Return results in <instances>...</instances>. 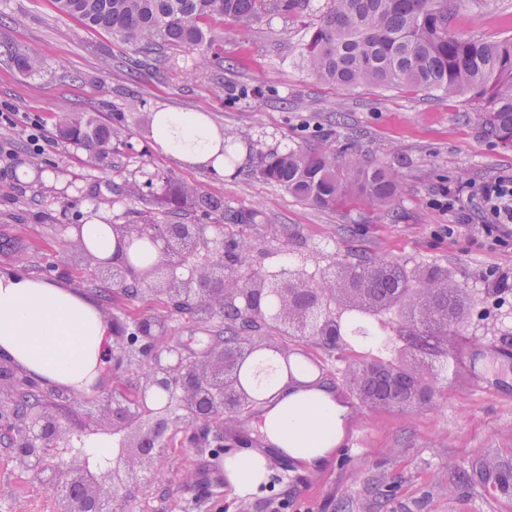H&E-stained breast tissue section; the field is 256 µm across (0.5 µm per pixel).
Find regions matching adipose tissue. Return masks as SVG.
<instances>
[{
    "label": "adipose tissue",
    "instance_id": "obj_1",
    "mask_svg": "<svg viewBox=\"0 0 512 512\" xmlns=\"http://www.w3.org/2000/svg\"><path fill=\"white\" fill-rule=\"evenodd\" d=\"M154 124L156 142L166 153L186 165L223 173L224 134L206 116L163 109ZM113 334L111 323L85 297L19 270H0V359L17 363L34 379L84 392L104 366ZM259 357L278 366L281 361L267 350ZM291 373L304 380L310 370L301 359L288 370L279 366L258 394L264 405L255 426L271 446L315 469L341 443L349 410L330 382L311 391L288 389ZM224 471L243 495L264 481L266 459L253 450L231 453L224 458Z\"/></svg>",
    "mask_w": 512,
    "mask_h": 512
}]
</instances>
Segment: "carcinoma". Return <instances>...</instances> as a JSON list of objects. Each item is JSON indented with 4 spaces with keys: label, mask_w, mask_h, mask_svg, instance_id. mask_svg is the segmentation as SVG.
<instances>
[{
    "label": "carcinoma",
    "mask_w": 512,
    "mask_h": 512,
    "mask_svg": "<svg viewBox=\"0 0 512 512\" xmlns=\"http://www.w3.org/2000/svg\"><path fill=\"white\" fill-rule=\"evenodd\" d=\"M307 0H53L54 8L143 54L167 46L212 51L214 20L247 29L265 15L299 16ZM480 0H329L305 52L311 72L338 87H408L443 97L461 94L483 112L484 132L512 146V37L484 40L452 29L457 13ZM18 71L40 68L29 53L9 52ZM62 138L98 148L103 158L121 130L92 115L60 120ZM254 173L293 197L334 210L351 190L385 207L400 184L390 171L351 156L341 162L324 150L290 149L260 156ZM225 330L253 326L240 310H224Z\"/></svg>",
    "instance_id": "obj_1"
}]
</instances>
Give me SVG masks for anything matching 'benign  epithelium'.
Returning <instances> with one entry per match:
<instances>
[{
    "label": "benign epithelium",
    "instance_id": "1",
    "mask_svg": "<svg viewBox=\"0 0 512 512\" xmlns=\"http://www.w3.org/2000/svg\"><path fill=\"white\" fill-rule=\"evenodd\" d=\"M80 245L85 260L112 280V286L125 291L136 286V296L163 294L177 312L190 311L206 319L239 306L257 324H275L298 338L316 341L325 349L347 347L343 318L348 314L366 317L395 311L401 322L391 326L390 340L395 356L389 360L359 359L349 368L347 380L360 398L372 406L397 413L435 404L439 394L435 365L452 355L456 344L465 341L467 323L476 315L477 305L459 288H435L443 279L435 270L420 276L421 288L404 282L380 294L373 288L378 278L392 277L395 266L377 263L373 277L359 278L347 271L343 287L337 288L336 273L317 282L283 270L278 274L237 272L241 288L224 287V240L213 252L201 253L210 243L205 224H114L117 249L102 260L84 244L81 225L66 224ZM136 241H147L158 251L159 260L149 266H136L128 248ZM448 316V327L431 333L423 325L428 307ZM168 329L160 320L137 318L132 326L118 331L112 360L121 366L132 357L145 359L144 372L125 380L94 409L85 412L86 423L96 424L97 413L112 415V433L119 438L116 460L133 453L150 463L164 451L169 429L181 427L189 432L195 447H208L212 454L224 451V421L237 418L254 402L252 389L242 378L247 360L264 346L221 339L204 352L215 357L209 367L188 360L178 345H163ZM37 384L23 377L14 364L0 361V427L14 428L19 401L14 394ZM26 423L13 436L11 448L17 464L32 471L54 490L57 512H112V504L138 482V475L119 465L92 469L87 462L77 467L49 464L53 448L63 442L72 448L82 442L73 437L54 411L44 403L29 409Z\"/></svg>",
    "mask_w": 512,
    "mask_h": 512
}]
</instances>
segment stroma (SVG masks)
Returning a JSON list of instances; mask_svg holds the SVG:
<instances>
[{
    "label": "stroma",
    "mask_w": 512,
    "mask_h": 512,
    "mask_svg": "<svg viewBox=\"0 0 512 512\" xmlns=\"http://www.w3.org/2000/svg\"><path fill=\"white\" fill-rule=\"evenodd\" d=\"M327 0H310L301 16L266 17L250 29L212 22L209 58L166 48L149 65L111 35L58 13L49 0H0V43L36 53L40 68L20 73L0 53V113L38 120L48 142L30 153L17 129L0 123V270L18 269L72 288L112 322L139 316L164 320L168 343L197 357L224 322H199L171 310L165 296L137 299L113 290L67 247V224L99 219L129 224L150 212L159 224H205L210 235L243 243V268L267 272L277 261L319 277L329 266L361 260L394 262L415 275L440 268L448 282L486 307L471 320L477 342L500 346L512 332V242L493 244L475 228L473 203L449 209L448 189L512 172V147L487 136L473 101L441 98L412 88H339L316 79L304 48ZM458 31L488 40L512 35V0H485L461 10ZM200 112L230 133L233 155L224 174L184 166L159 148L153 116L159 109ZM86 112L121 128L107 160L85 144L61 138L58 120ZM349 150L397 175L391 206L363 198L328 211L301 202L258 178L260 154L291 148ZM188 190L223 200L250 215L234 224L169 198ZM470 228H463V221ZM254 342L307 351L324 378L340 386L352 416L342 444L322 469L309 471L267 455L265 482L235 494L223 457L192 447L170 431L152 481L132 489L123 512H512V349L488 358L462 348L465 365L442 384L435 406L397 414L362 402L342 379L351 361L268 326L246 332ZM50 490L18 468L0 441V512H54Z\"/></svg>",
    "instance_id": "35a3bbf8"
}]
</instances>
